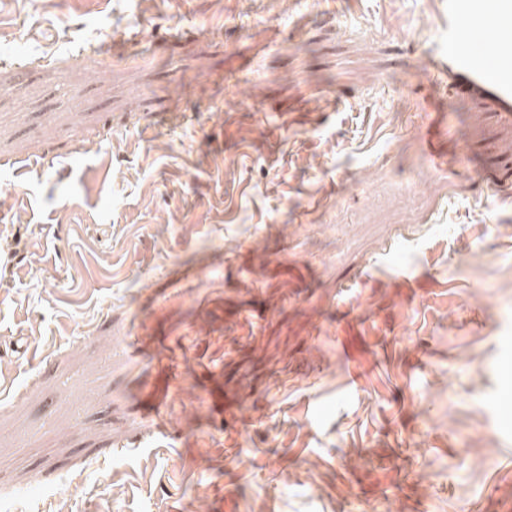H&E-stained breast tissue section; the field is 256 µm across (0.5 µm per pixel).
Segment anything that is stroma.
Instances as JSON below:
<instances>
[{
    "mask_svg": "<svg viewBox=\"0 0 512 512\" xmlns=\"http://www.w3.org/2000/svg\"><path fill=\"white\" fill-rule=\"evenodd\" d=\"M478 14L0 0V512H512Z\"/></svg>",
    "mask_w": 512,
    "mask_h": 512,
    "instance_id": "obj_1",
    "label": "stroma"
}]
</instances>
